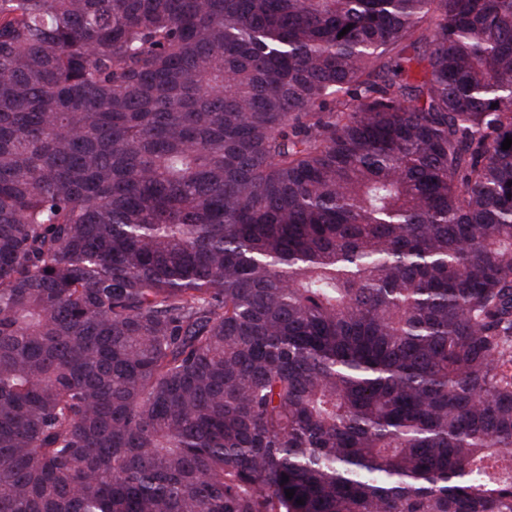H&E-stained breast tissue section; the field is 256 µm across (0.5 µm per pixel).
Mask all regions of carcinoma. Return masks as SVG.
<instances>
[{"label":"carcinoma","mask_w":512,"mask_h":512,"mask_svg":"<svg viewBox=\"0 0 512 512\" xmlns=\"http://www.w3.org/2000/svg\"><path fill=\"white\" fill-rule=\"evenodd\" d=\"M508 137L512 0H0V512H512Z\"/></svg>","instance_id":"1"}]
</instances>
